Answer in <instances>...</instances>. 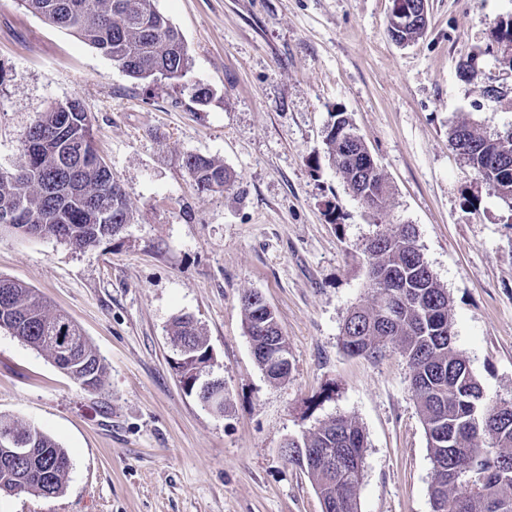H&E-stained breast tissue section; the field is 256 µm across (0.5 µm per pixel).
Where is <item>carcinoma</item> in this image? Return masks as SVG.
<instances>
[{
    "label": "carcinoma",
    "mask_w": 512,
    "mask_h": 512,
    "mask_svg": "<svg viewBox=\"0 0 512 512\" xmlns=\"http://www.w3.org/2000/svg\"><path fill=\"white\" fill-rule=\"evenodd\" d=\"M21 7L45 23L66 30L109 57L128 76L136 79L182 78L189 66L187 46L180 32L156 11L154 0H18ZM487 52L497 64L512 70V16L501 17L487 29ZM72 115L65 134L40 153L32 148L36 134L59 123L63 112ZM325 136L329 160L352 193L369 209L383 207L389 185L378 173L372 181L359 177L372 154L356 136V128L343 112ZM94 138L88 113L77 98L57 103L41 113L25 134L23 164L12 175L0 174V212L23 206L29 224H44L49 230L61 226L65 242L82 249L96 241L94 206H112V224L130 221L128 203L110 169L85 161L62 170L56 153H76L78 143ZM451 146L462 144L461 160L500 197L512 200V127L493 134L480 132L467 122L448 131ZM185 168L201 192L230 187L232 174L214 158L190 154ZM368 265L376 267L385 281L399 285V311L392 320L382 316L381 291L368 306L355 307L341 328V345L353 356L376 357L389 344L411 357L410 385L427 436L433 469L430 500L440 504L437 512H503L512 502V403L488 399L471 372L467 360L450 336L448 289L430 273L416 244L410 224H398L380 232L366 244ZM257 294L241 297L245 333L254 357L266 376L274 381L288 378L290 367H270L266 353L288 345L274 311L256 300ZM14 321L12 335L48 354L54 364L61 358L45 331L68 326L78 362L77 372L88 374L93 391L104 387L106 365L66 314L50 309L37 291L24 283L0 277V322ZM176 347L192 350L207 345L197 324L189 317L176 319L170 328ZM475 415L487 418L486 427L475 429ZM14 434L31 449L25 458H11L0 447V491L52 496L64 492L70 459L67 451L46 432L0 416V431ZM486 437L482 447L478 440ZM303 454L286 456L308 474L312 485L330 512H360L358 489L362 480L365 435L352 416L339 415L291 442Z\"/></svg>",
    "instance_id": "cac0c4a2"
}]
</instances>
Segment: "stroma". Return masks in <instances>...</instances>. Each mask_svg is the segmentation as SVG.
Listing matches in <instances>:
<instances>
[{
  "instance_id": "1",
  "label": "stroma",
  "mask_w": 512,
  "mask_h": 512,
  "mask_svg": "<svg viewBox=\"0 0 512 512\" xmlns=\"http://www.w3.org/2000/svg\"><path fill=\"white\" fill-rule=\"evenodd\" d=\"M181 32L180 80H137L16 0H0V170L24 160L41 112L70 98L89 113L130 222L76 249L0 230V276L36 289L107 365L103 390L64 374L0 330V415L66 449L58 496L0 495V512H322L286 438L356 417L367 448L361 512H431L433 465L397 347L347 355L341 327L373 300L364 248L384 224L413 225L447 288L455 347L486 395L512 401V206L464 167L448 129L512 125V87L485 52L512 0H428L415 41L389 36L391 0H154ZM477 57V77L461 65ZM212 92L198 103L196 88ZM347 113L390 185L365 207L323 142ZM216 158L235 183L199 193L187 155ZM258 292L288 339L292 368L257 365L240 298ZM190 315L227 392L201 407L175 369L168 329Z\"/></svg>"
}]
</instances>
